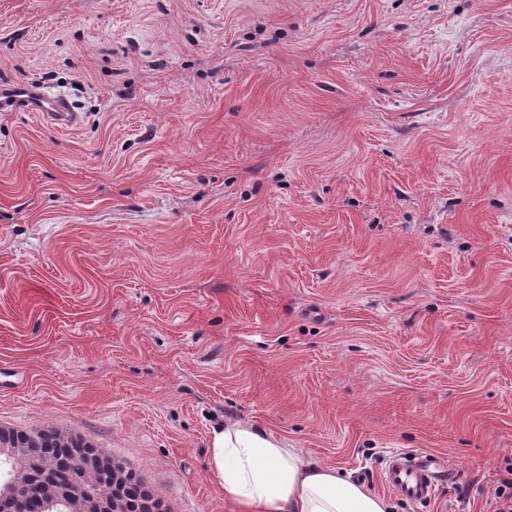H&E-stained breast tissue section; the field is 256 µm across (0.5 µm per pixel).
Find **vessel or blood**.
Masks as SVG:
<instances>
[{
	"label": "vessel or blood",
	"mask_w": 512,
	"mask_h": 512,
	"mask_svg": "<svg viewBox=\"0 0 512 512\" xmlns=\"http://www.w3.org/2000/svg\"><path fill=\"white\" fill-rule=\"evenodd\" d=\"M25 108L54 127L65 129L76 125L80 117L66 102L51 98L38 89L23 86L0 96V111ZM455 469H444L439 459L427 452H401L393 455L382 474L386 487L410 502H421L435 496L439 482L455 481Z\"/></svg>",
	"instance_id": "b4317fda"
}]
</instances>
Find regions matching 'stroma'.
Returning a JSON list of instances; mask_svg holds the SVG:
<instances>
[{
	"label": "stroma",
	"mask_w": 512,
	"mask_h": 512,
	"mask_svg": "<svg viewBox=\"0 0 512 512\" xmlns=\"http://www.w3.org/2000/svg\"><path fill=\"white\" fill-rule=\"evenodd\" d=\"M0 426L237 512L255 425L393 512L512 467V0H0ZM425 451L458 479L381 480ZM4 93L1 92L0 96L1 112L24 107L29 112H37L42 120L60 129L72 127L80 120L79 113L72 112L66 102L48 97L34 87H17ZM458 472L445 470L439 459L427 452H401L393 455L382 474V482L390 490L410 502H421L435 496L438 483H453Z\"/></svg>",
	"instance_id": "35a3bbf8"
}]
</instances>
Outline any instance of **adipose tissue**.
<instances>
[{
  "mask_svg": "<svg viewBox=\"0 0 512 512\" xmlns=\"http://www.w3.org/2000/svg\"><path fill=\"white\" fill-rule=\"evenodd\" d=\"M208 469L242 512H390L385 498L342 469L313 464L257 427L213 428Z\"/></svg>",
  "mask_w": 512,
  "mask_h": 512,
  "instance_id": "ef3b65f1",
  "label": "adipose tissue"
}]
</instances>
